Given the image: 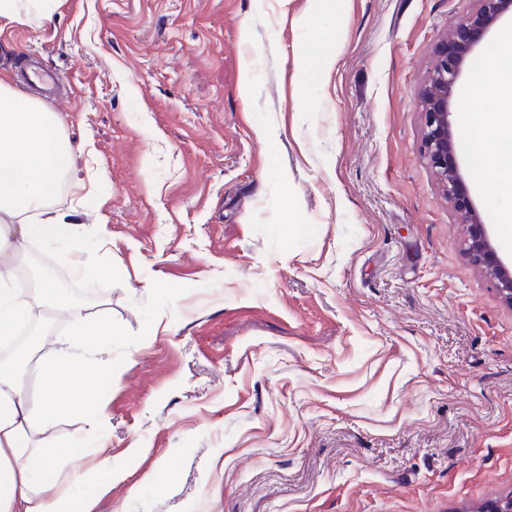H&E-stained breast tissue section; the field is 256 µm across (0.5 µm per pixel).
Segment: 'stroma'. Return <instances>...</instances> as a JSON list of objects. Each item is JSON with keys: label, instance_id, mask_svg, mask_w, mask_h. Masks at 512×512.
<instances>
[{"label": "stroma", "instance_id": "1", "mask_svg": "<svg viewBox=\"0 0 512 512\" xmlns=\"http://www.w3.org/2000/svg\"><path fill=\"white\" fill-rule=\"evenodd\" d=\"M23 0L0 81L63 119L68 242L27 257L96 295L97 400L34 426L88 477L69 512H471L512 494V308L462 255L418 93L476 0ZM456 86L473 113L485 61ZM55 74L53 96L18 81ZM454 155L502 260L512 196ZM106 223L99 241L95 226ZM42 334L21 388L39 401ZM109 468H97L101 455ZM175 480H165L166 471ZM159 474L153 486L147 473Z\"/></svg>", "mask_w": 512, "mask_h": 512}]
</instances>
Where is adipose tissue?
Listing matches in <instances>:
<instances>
[{
	"mask_svg": "<svg viewBox=\"0 0 512 512\" xmlns=\"http://www.w3.org/2000/svg\"><path fill=\"white\" fill-rule=\"evenodd\" d=\"M483 89L497 98L500 109L467 126L478 186L495 181L512 189V163L500 157V146L512 140V69L490 64ZM62 118L38 104L20 108L12 89L0 83V335H13L19 323L32 320L35 309L49 307L70 318L96 345L108 327L89 321L79 303L61 297L52 284L35 292L15 288L14 277L29 243H53L72 237L71 251L78 270H85L81 227L72 212L55 208L51 199L72 164V149L61 135ZM86 362L76 361L69 347L53 348L42 371L43 396L28 400L18 386L16 366L0 365V512H64L67 485L80 482L77 474L60 479L57 450L44 445L38 464H30L29 433L33 424L53 422L60 401L83 405L95 396L86 381Z\"/></svg>",
	"mask_w": 512,
	"mask_h": 512,
	"instance_id": "adipose-tissue-1",
	"label": "adipose tissue"
}]
</instances>
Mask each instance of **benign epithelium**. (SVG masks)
Here are the masks:
<instances>
[{
  "label": "benign epithelium",
  "instance_id": "obj_1",
  "mask_svg": "<svg viewBox=\"0 0 512 512\" xmlns=\"http://www.w3.org/2000/svg\"><path fill=\"white\" fill-rule=\"evenodd\" d=\"M479 8L446 33L436 59L419 91L423 151L438 176L451 208L466 228L464 255L484 276L493 280L500 298L512 307V269L499 258L471 203L453 154L454 129L450 121L454 89L463 68L484 33L512 0H478ZM480 512H512V495L484 503Z\"/></svg>",
  "mask_w": 512,
  "mask_h": 512
}]
</instances>
